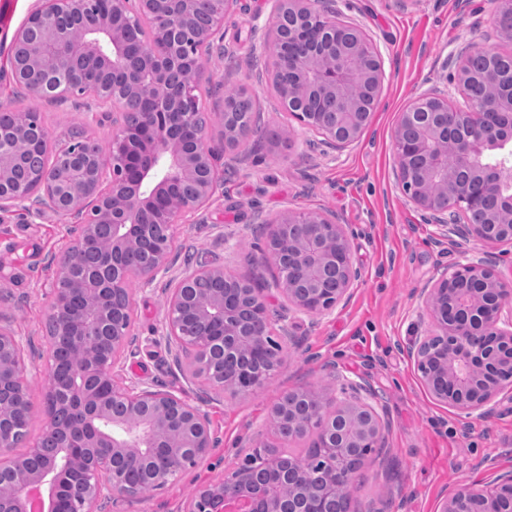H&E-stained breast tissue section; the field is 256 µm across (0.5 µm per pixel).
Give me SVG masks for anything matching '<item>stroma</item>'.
<instances>
[{"label": "stroma", "instance_id": "35a3bbf8", "mask_svg": "<svg viewBox=\"0 0 512 512\" xmlns=\"http://www.w3.org/2000/svg\"><path fill=\"white\" fill-rule=\"evenodd\" d=\"M37 0H0V109L24 100L43 117L50 146L72 141L74 128L109 141L112 114L87 111L86 95L66 100L31 97L11 74L12 39ZM275 0H237L224 28L200 54L211 145L223 176L207 208L184 214L172 228L168 262L152 282L133 280L129 385L164 389L204 413L217 441L211 455L164 488L138 500H101L98 512H182L195 487L216 483L260 445L285 448L269 413L288 392L326 394L337 405L367 403L383 426V449L371 455L352 494L353 512H438L460 484H483L512 474V386L496 398L490 419L466 416L436 402L408 353L431 329L417 292L448 265L482 259L512 282V244H463L439 237L401 193L392 134L398 115L427 92L462 98L453 79L456 60L481 48L512 52L495 23L498 0H333L341 19L378 45L383 92L360 138L335 147L286 112L267 85L266 49ZM245 88L265 130L257 142L225 148L217 117L227 86ZM286 210L319 212L347 224L361 275L335 308L309 316L288 313L274 339L283 362L264 387L236 396L214 393L188 373L190 360L168 332L167 297L197 265L216 263L260 284L273 312L283 299L272 267L260 260L264 218ZM86 221L24 200L0 212V326L16 336L26 359L32 409L26 437L45 432L43 393L55 291V266Z\"/></svg>", "mask_w": 512, "mask_h": 512}]
</instances>
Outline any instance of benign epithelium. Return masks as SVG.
<instances>
[{
	"instance_id": "benign-epithelium-1",
	"label": "benign epithelium",
	"mask_w": 512,
	"mask_h": 512,
	"mask_svg": "<svg viewBox=\"0 0 512 512\" xmlns=\"http://www.w3.org/2000/svg\"><path fill=\"white\" fill-rule=\"evenodd\" d=\"M237 0L210 14L201 28L191 26L197 0H139L138 11L128 0H39L14 43L30 42L29 55L12 58V75L37 98L68 93L103 97L112 104V137L108 152L89 157L85 141L76 140L52 167L17 181L13 170L25 166L19 151L31 128L29 114L21 113L11 135H0V211L16 202L34 199L58 214L81 215L90 210L89 224L71 250L57 262V280L68 284L55 290L51 316L69 314L68 330L84 361L69 378L57 375L56 353H51L44 392L47 429L58 411L67 409V442L43 459L37 444L21 457L0 461V470L13 479L0 484V498H10L13 512H26L29 488L49 497L44 512H97L100 499H139L166 486L188 466L207 458L215 447L208 418L179 396L162 390L136 388L126 383L123 360L128 352L133 301L130 281L146 283L167 261L151 229L169 235L178 212L208 206L220 173L212 160L207 121L198 112L204 79L199 49L224 24V13ZM71 17L80 28L76 39L60 19ZM148 26L149 37L131 40V33ZM347 25L322 0H278L268 47L275 60L268 84L285 108L301 124L323 134L333 145L354 142L366 124L360 109L373 111L380 100L384 72L377 46L360 29L348 47L336 42V32ZM92 56L98 71L79 60ZM494 53L473 50L460 59L456 75L464 109L448 97L426 93L402 112L393 132L398 185L427 220L463 240L487 244L512 242V90L489 72L478 86L472 81V62ZM363 61L351 69L347 61ZM119 76L121 93L104 89L103 76ZM224 118V144L237 146L263 138L252 117ZM452 144L457 164L448 167L444 155ZM191 187L180 211L171 209L175 189ZM495 212L484 222L473 220L487 198ZM464 216L466 223L449 224L448 215ZM112 226V241L101 249L102 268L112 269V289L100 277L80 269L78 254L86 248L95 224ZM262 262L277 272L281 295L289 308L319 315L336 306L360 275L354 264L347 225L334 217L312 212L285 211L265 219ZM134 250L145 261L137 272L127 268L125 254ZM197 280L224 283L213 295H192ZM424 310L431 320L430 335L410 349L423 384L439 403L466 415L487 419L492 402L512 382V283L481 262L457 263L421 290ZM168 336L194 354L191 376L214 392L224 393V381L211 377L206 358L213 352L224 359L243 350L260 351L269 358L272 322L268 303L249 282L221 265L204 264L184 277L168 299ZM26 369L19 345L0 327V379L15 381L25 394ZM313 405L300 424L313 429L336 415L330 401L307 393ZM359 434L355 448H376L382 438L380 421L368 405L345 408ZM170 458L177 465L148 475V484H135L129 473L147 470L149 462ZM256 464L270 476L280 475L281 456L271 449L257 451ZM313 499L315 512H329L328 499L336 489V464ZM295 483H281V495L272 484L261 483L242 465L215 484L197 487L184 512H279L282 497ZM476 503L474 512H512V477L490 485L452 489L439 512H458L460 500Z\"/></svg>"
}]
</instances>
